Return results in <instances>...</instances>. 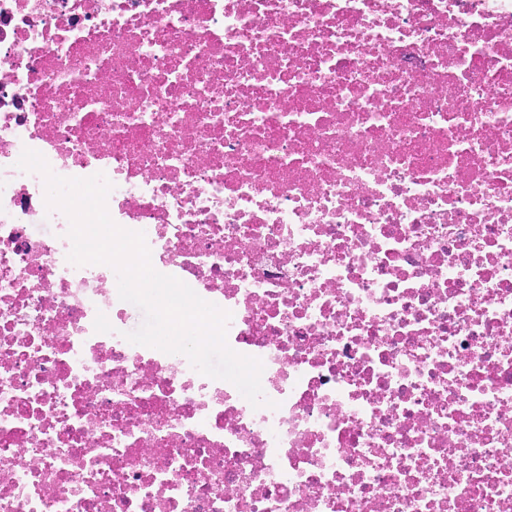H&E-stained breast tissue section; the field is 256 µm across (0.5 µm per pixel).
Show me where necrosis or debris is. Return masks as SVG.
Returning <instances> with one entry per match:
<instances>
[{
    "label": "necrosis or debris",
    "mask_w": 512,
    "mask_h": 512,
    "mask_svg": "<svg viewBox=\"0 0 512 512\" xmlns=\"http://www.w3.org/2000/svg\"><path fill=\"white\" fill-rule=\"evenodd\" d=\"M26 148L266 406L124 339ZM0 512H512V0H0Z\"/></svg>",
    "instance_id": "obj_1"
}]
</instances>
